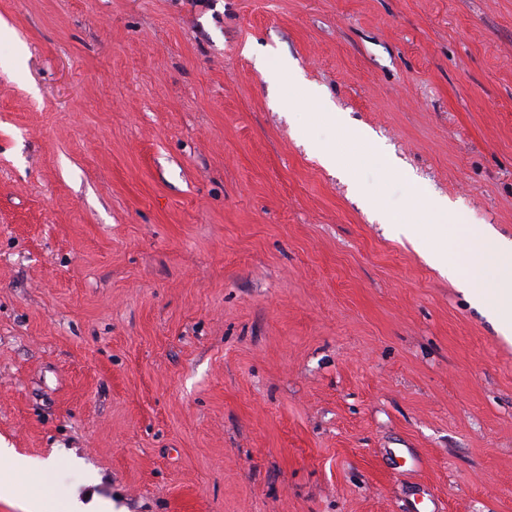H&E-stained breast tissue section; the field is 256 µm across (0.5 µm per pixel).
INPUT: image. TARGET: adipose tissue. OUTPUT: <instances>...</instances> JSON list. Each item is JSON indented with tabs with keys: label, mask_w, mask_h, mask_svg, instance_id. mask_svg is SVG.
<instances>
[{
	"label": "adipose tissue",
	"mask_w": 512,
	"mask_h": 512,
	"mask_svg": "<svg viewBox=\"0 0 512 512\" xmlns=\"http://www.w3.org/2000/svg\"><path fill=\"white\" fill-rule=\"evenodd\" d=\"M467 247L490 259L496 267L491 289L473 293L474 303L481 305L493 301L497 307L500 333L512 334V240L472 229L467 234Z\"/></svg>",
	"instance_id": "1"
}]
</instances>
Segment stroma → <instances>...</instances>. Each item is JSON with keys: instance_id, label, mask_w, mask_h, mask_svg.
I'll return each instance as SVG.
<instances>
[{"instance_id": "1", "label": "stroma", "mask_w": 512, "mask_h": 512, "mask_svg": "<svg viewBox=\"0 0 512 512\" xmlns=\"http://www.w3.org/2000/svg\"><path fill=\"white\" fill-rule=\"evenodd\" d=\"M469 227L512 239V0H0V440L49 464L0 512H512Z\"/></svg>"}]
</instances>
